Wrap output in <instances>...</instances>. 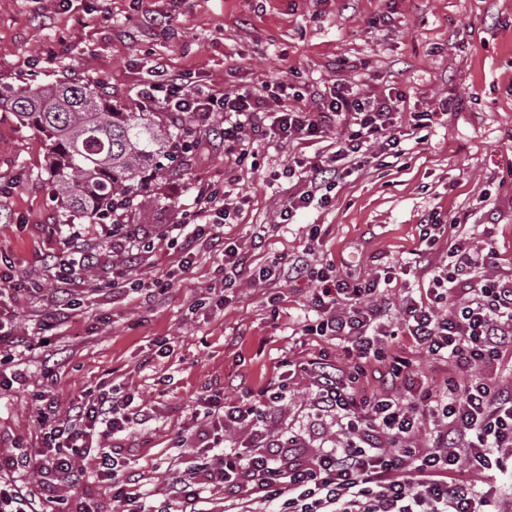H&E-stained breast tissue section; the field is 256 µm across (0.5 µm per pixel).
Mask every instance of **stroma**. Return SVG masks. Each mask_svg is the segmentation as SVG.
Returning a JSON list of instances; mask_svg holds the SVG:
<instances>
[{
    "label": "stroma",
    "instance_id": "obj_1",
    "mask_svg": "<svg viewBox=\"0 0 512 512\" xmlns=\"http://www.w3.org/2000/svg\"><path fill=\"white\" fill-rule=\"evenodd\" d=\"M156 58L203 90L292 78L302 108L313 109L325 86L345 78L365 95L402 94V126L415 112L431 118L413 127L404 155H378L281 224L307 161L330 153L329 139L266 135L236 159L224 149L222 113H187L175 126L162 106L145 107L140 89ZM68 80L98 86L120 111H150L191 144L149 179L148 201L130 208L126 223L191 222L207 184L224 190L230 215L193 241L189 264L178 265L163 239L131 258L113 249L110 219L63 213L44 135L0 106V273L22 286L0 297V323L22 337L47 330L54 338L0 359V371L24 375L0 390L1 457L41 447L37 396L64 411L101 386L131 392L151 419L112 445L127 471L140 474L138 491L157 503L205 439L193 416L200 395L258 392L293 354L325 352L344 365L325 338L302 332L311 282L244 277L225 300V243L246 248L260 233L264 260L305 249L312 267L364 278L410 261L434 212L441 223L465 224L476 246L492 247L489 273H512V0H0V88ZM74 224L83 225L96 263L64 282L54 257ZM314 224L325 228L315 241ZM139 281L161 289L145 296ZM160 338L168 357L157 353ZM307 397L305 379L295 378L271 431L292 427L313 446H334L333 434L313 433Z\"/></svg>",
    "mask_w": 512,
    "mask_h": 512
}]
</instances>
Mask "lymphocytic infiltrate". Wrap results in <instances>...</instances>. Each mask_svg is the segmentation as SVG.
I'll list each match as a JSON object with an SVG mask.
<instances>
[{"label":"lymphocytic infiltrate","instance_id":"f902f5d3","mask_svg":"<svg viewBox=\"0 0 512 512\" xmlns=\"http://www.w3.org/2000/svg\"><path fill=\"white\" fill-rule=\"evenodd\" d=\"M143 96L177 115L223 113L224 141L232 146H247L248 131L260 130L271 100L278 103L273 124L284 139L310 142L342 128L335 151L312 164L307 190L291 195L281 210L285 222L310 206L322 184L364 166L373 145L395 156L404 151L397 98L361 95L342 79L325 88L310 112L296 107L301 94L291 83L205 92L158 61ZM195 202L189 232L203 239L224 214V194L202 186ZM263 244L257 238L245 250L225 243V288L245 273L256 282L276 279V265L256 262ZM448 255L449 263L395 308L382 298L395 279L393 268L350 280L313 271L305 255H296L289 273L313 284L307 307L314 320L303 331L335 342L345 369L288 359L259 397L234 405L209 400L203 417L212 441L196 449L190 480L172 483L161 506L151 509L116 480L118 459L101 446L131 424L109 391L80 396L63 415L45 401L39 414L49 426L42 448L0 463L43 476V491L1 480L0 512H71L53 487L62 479L81 486L91 456L124 512H195L204 488L223 489L225 512H250L258 501L273 503V512H512L505 486L494 481L498 475L512 480V279L487 275V253L455 223L448 226ZM418 352L434 364L435 375L417 370ZM375 363L386 365L387 381L369 394L365 382ZM299 375L311 380L315 425L334 423L335 447L310 452L299 434H271L268 416L287 400ZM231 427L246 436L228 447L224 434Z\"/></svg>","mask_w":512,"mask_h":512}]
</instances>
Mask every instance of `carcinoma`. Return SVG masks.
I'll return each instance as SVG.
<instances>
[{
	"label": "carcinoma",
	"mask_w": 512,
	"mask_h": 512,
	"mask_svg": "<svg viewBox=\"0 0 512 512\" xmlns=\"http://www.w3.org/2000/svg\"><path fill=\"white\" fill-rule=\"evenodd\" d=\"M4 100L44 134L50 179L66 214L103 219L119 205L147 202L149 176L162 171L158 158L190 148L157 128L150 113L117 111L89 83L13 88Z\"/></svg>",
	"instance_id": "1"
}]
</instances>
